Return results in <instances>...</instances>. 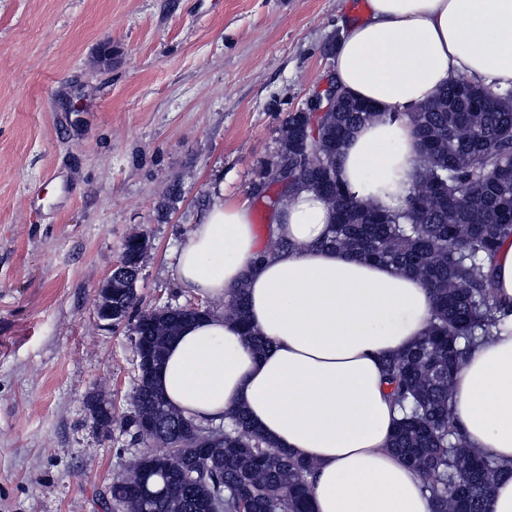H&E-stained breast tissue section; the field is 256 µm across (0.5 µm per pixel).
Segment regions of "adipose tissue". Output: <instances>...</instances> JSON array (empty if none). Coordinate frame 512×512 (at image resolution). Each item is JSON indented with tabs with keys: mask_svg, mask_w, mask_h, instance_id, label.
<instances>
[{
	"mask_svg": "<svg viewBox=\"0 0 512 512\" xmlns=\"http://www.w3.org/2000/svg\"><path fill=\"white\" fill-rule=\"evenodd\" d=\"M335 47L336 84L380 113L337 158L357 198L381 210L413 188L420 150L410 120L454 77L512 87V0H367ZM268 222L288 249L261 255L247 202L214 195L176 265L182 287L213 300L245 287L248 317L271 349L257 354L222 312L169 344L155 385L200 423L244 408L278 447L310 462L311 512H432L420 476L389 449L401 417L381 371L429 328L432 298L417 277L321 241L333 212L295 191ZM469 448L512 468V325L474 345L452 384Z\"/></svg>",
	"mask_w": 512,
	"mask_h": 512,
	"instance_id": "obj_1",
	"label": "adipose tissue"
}]
</instances>
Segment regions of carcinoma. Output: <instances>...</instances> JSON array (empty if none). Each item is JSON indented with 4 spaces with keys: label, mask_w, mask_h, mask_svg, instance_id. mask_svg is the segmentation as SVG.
<instances>
[{
    "label": "carcinoma",
    "mask_w": 512,
    "mask_h": 512,
    "mask_svg": "<svg viewBox=\"0 0 512 512\" xmlns=\"http://www.w3.org/2000/svg\"><path fill=\"white\" fill-rule=\"evenodd\" d=\"M376 116L363 112L351 97L327 117L318 142L329 176L300 160L306 133L301 116L291 112L281 127L279 152L294 158L293 188L336 193L334 222L322 245L363 260L387 263L415 275L433 298L427 333L412 347L385 358L383 377L389 395L404 411L392 436V448L421 476L434 512H489L495 484L506 473L492 457L468 449L452 416L455 373L475 340L505 326L507 311L497 302L487 260L512 238V93L498 94L451 80L432 106L411 113L420 139L416 182L448 168V190L413 189L402 207L373 211L339 180L336 159L351 131ZM468 130L464 137L457 135ZM131 242L125 269L112 276V318L123 321L137 305L136 256ZM224 316L261 354L270 342L248 325L247 296L233 291ZM190 316L164 317L137 331L138 343L162 357ZM127 426L140 430V413L154 416L150 453L167 467L149 482L159 491L152 501L120 485L105 496L115 512H308V475L312 464L292 456L268 439L243 409L229 414L222 427L203 425L182 415L144 380ZM196 427L208 438L202 460L189 437Z\"/></svg>",
    "instance_id": "1"
}]
</instances>
